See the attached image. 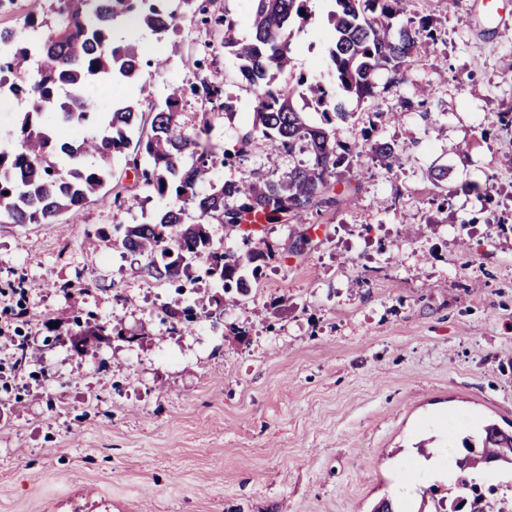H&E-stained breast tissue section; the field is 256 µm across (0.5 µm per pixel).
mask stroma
<instances>
[{"instance_id": "35a3bbf8", "label": "stroma", "mask_w": 512, "mask_h": 512, "mask_svg": "<svg viewBox=\"0 0 512 512\" xmlns=\"http://www.w3.org/2000/svg\"><path fill=\"white\" fill-rule=\"evenodd\" d=\"M494 2L505 26L482 0H406L394 25L426 21L433 41L404 75L378 71L372 98H345L337 144L395 142L393 168L350 153L336 169L350 196L247 244L213 224L224 249L272 252L236 305L216 306L199 263L180 287L141 277L121 238L168 206L149 189L119 209L99 196L76 223H0V512H371L382 498L417 512L423 487L447 485L457 433L512 426V0ZM332 7L308 0L291 40L294 72L326 85ZM251 9L183 7L176 55L149 28L114 27L167 65L86 98L149 113L178 93L181 127L223 152L252 133L256 98L203 16L228 15L245 37ZM203 80L223 86L225 110L193 94ZM252 135L248 162L214 182L297 164ZM178 301L200 314L192 332L165 314ZM64 311L106 327L91 354L57 343Z\"/></svg>"}]
</instances>
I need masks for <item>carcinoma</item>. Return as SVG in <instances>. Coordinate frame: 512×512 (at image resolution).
Listing matches in <instances>:
<instances>
[{
  "label": "carcinoma",
  "mask_w": 512,
  "mask_h": 512,
  "mask_svg": "<svg viewBox=\"0 0 512 512\" xmlns=\"http://www.w3.org/2000/svg\"><path fill=\"white\" fill-rule=\"evenodd\" d=\"M249 15L251 36H238L234 20L214 18L224 25V49L240 64V73L256 93L252 130L245 133L234 152L219 155L182 131L178 123L177 95H169L153 111L151 133L134 157L126 160L135 183L151 188L175 202L152 223L125 228L122 245L145 259L144 277L171 282L188 275L193 263L205 266L228 299L236 301L248 292L244 271L258 269L264 259L260 250L244 255L217 246L208 224L216 220L229 227L246 218L268 224L299 218L310 209L335 203L333 174L340 162L331 125L348 117L336 96L320 82L302 74L291 75L288 84L277 86V75L290 71V28L307 21L308 0H255ZM332 14L336 37L329 58L336 87L366 98L372 94L380 69L396 72L409 67L430 35L426 27L393 28L391 20L403 9V0H336ZM50 14H28L20 30L0 28V91L29 101L17 140L0 147V221L10 224H42L69 214L78 219L91 198L113 186V204L129 186L114 180L112 158L125 154L129 134L139 121L138 103L126 100L110 112H100L85 97L92 81L103 85L135 84L142 74L141 53L132 42L117 43L114 26L133 19L166 36L178 30L177 10L163 0H50ZM315 101L323 108L324 125L311 126L293 103V94ZM193 93L223 110L221 85L200 82ZM90 124L96 135L71 141L56 127L71 131ZM258 132L275 150L304 151L311 157L279 179L253 175L227 179L200 193L217 166L234 165L250 151L252 134ZM353 150L374 154L389 168L401 149L391 141L365 136L354 141ZM193 209L197 221L186 222ZM166 316L188 332L197 314L191 308H169ZM459 457L463 463L448 470V495L431 484L421 499L438 504L435 512H512V432L495 424L463 438Z\"/></svg>",
  "instance_id": "cac0c4a2"
}]
</instances>
